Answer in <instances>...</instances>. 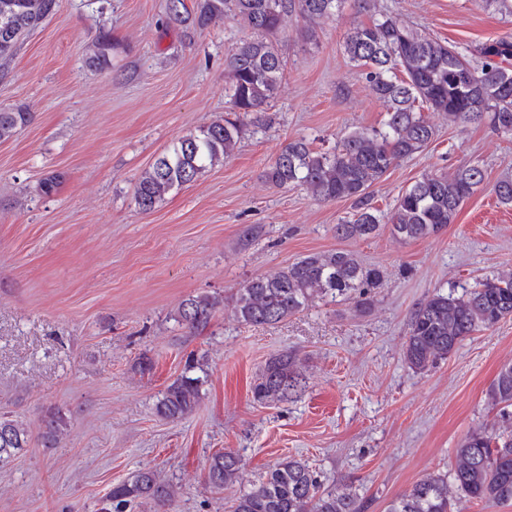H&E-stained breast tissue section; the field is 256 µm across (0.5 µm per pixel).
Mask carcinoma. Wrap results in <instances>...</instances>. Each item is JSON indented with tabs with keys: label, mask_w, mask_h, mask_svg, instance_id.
<instances>
[{
	"label": "carcinoma",
	"mask_w": 512,
	"mask_h": 512,
	"mask_svg": "<svg viewBox=\"0 0 512 512\" xmlns=\"http://www.w3.org/2000/svg\"><path fill=\"white\" fill-rule=\"evenodd\" d=\"M344 0H199L196 11L185 0H167L169 21L196 31L219 17L235 20L252 31L225 56L229 94L224 115L196 133L172 144L138 178L134 201L148 212L167 195L194 181L207 169L232 157L247 121L259 123L284 76L279 36L285 19L298 15L312 25L336 17ZM60 8L59 0H0V57L13 54L19 40L38 28ZM120 44L99 33L88 65L103 68ZM343 53L360 69L365 87L386 105L379 128L348 132L332 150H318L304 137L288 142L265 172L277 187H300L320 201L351 200L353 217L336 225L349 239H368L383 222L402 240L425 239L454 223L462 204L484 183L485 170L465 164L454 172L423 174L397 196L384 214L372 206L369 189L397 162L422 152L436 131L423 109L441 112L448 123L486 124L512 136V37L477 46L469 55L418 31L396 16L382 14L369 24H356L346 33ZM32 113L0 111V140L26 126ZM498 201L512 205V178L494 187ZM380 269L363 263L350 251L311 253L269 274L256 277L231 296L235 318L245 325H275L293 316L316 297L349 298L371 304L370 289L379 287ZM219 299L199 294L184 300L175 321L191 332L206 330ZM512 317V271L502 270L462 293L437 292L412 313L403 350L405 362L423 372L445 359L466 337L495 327ZM199 361L189 358L182 374L167 385L156 413L169 421L182 420L198 406L204 377L196 374ZM306 388L295 357L286 353L270 359L252 392L262 403L289 400ZM487 398L498 410L503 429L469 434L455 451L450 472L420 478L411 490L393 500L387 512H457L462 501L512 505V363L503 365ZM64 420L51 416L42 437L53 446ZM28 429L0 417V464L27 447ZM242 461L231 451L210 457L207 479L222 488L238 482ZM176 495L172 484L152 470L110 489L105 512H125L134 501L164 507ZM229 512H359L357 498L342 486L323 490L307 462L282 458L240 493Z\"/></svg>",
	"instance_id": "carcinoma-1"
}]
</instances>
